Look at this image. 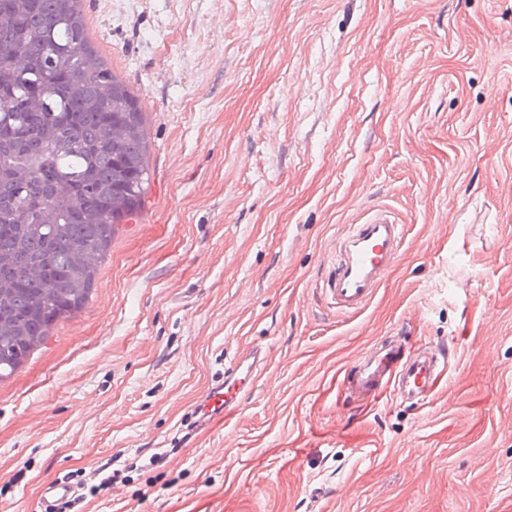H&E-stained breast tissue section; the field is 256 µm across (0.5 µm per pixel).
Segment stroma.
Wrapping results in <instances>:
<instances>
[{
    "label": "stroma",
    "mask_w": 512,
    "mask_h": 512,
    "mask_svg": "<svg viewBox=\"0 0 512 512\" xmlns=\"http://www.w3.org/2000/svg\"><path fill=\"white\" fill-rule=\"evenodd\" d=\"M147 113L151 185L85 308L0 382V512L110 463L80 512H512V0H83ZM405 226L365 310L337 239ZM388 336L428 404L346 398ZM238 416L197 405L236 358ZM261 355L262 351L255 349L237 360L225 376L224 384L212 388L197 406L196 416L199 423L210 422L215 417L225 418L239 411L240 400L251 389L258 368L265 359V356L261 358Z\"/></svg>",
    "instance_id": "1"
}]
</instances>
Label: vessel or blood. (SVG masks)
Here are the masks:
<instances>
[{
  "instance_id": "1",
  "label": "vessel or blood",
  "mask_w": 512,
  "mask_h": 512,
  "mask_svg": "<svg viewBox=\"0 0 512 512\" xmlns=\"http://www.w3.org/2000/svg\"><path fill=\"white\" fill-rule=\"evenodd\" d=\"M403 237V225L384 211L348 227L339 241L324 288L338 312L357 313L368 306L397 262ZM261 355V350L255 349L237 360L223 385L212 388L198 405L199 422L238 412L242 396L257 377ZM438 378L436 358L422 351L411 352L402 343L383 340L345 373L341 389L361 405L388 396L422 405L433 395Z\"/></svg>"
}]
</instances>
